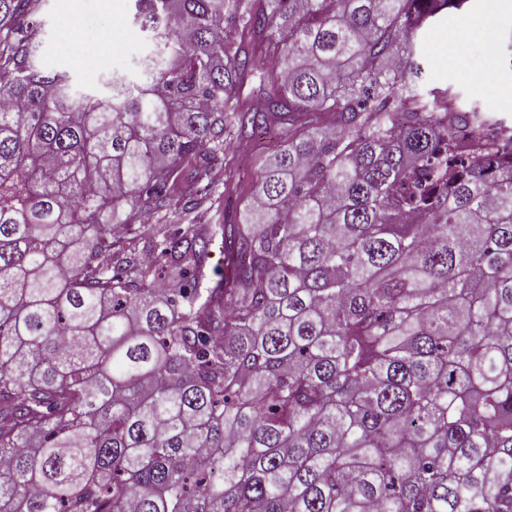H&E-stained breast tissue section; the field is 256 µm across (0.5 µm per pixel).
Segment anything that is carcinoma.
Instances as JSON below:
<instances>
[{"label":"carcinoma","mask_w":512,"mask_h":512,"mask_svg":"<svg viewBox=\"0 0 512 512\" xmlns=\"http://www.w3.org/2000/svg\"><path fill=\"white\" fill-rule=\"evenodd\" d=\"M40 2L0 0V512H512V125L415 40L460 4L134 0L145 80L81 99ZM273 127L234 217L132 232Z\"/></svg>","instance_id":"1"}]
</instances>
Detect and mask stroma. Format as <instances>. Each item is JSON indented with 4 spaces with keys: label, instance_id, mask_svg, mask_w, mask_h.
Masks as SVG:
<instances>
[{
    "label": "stroma",
    "instance_id": "stroma-1",
    "mask_svg": "<svg viewBox=\"0 0 512 512\" xmlns=\"http://www.w3.org/2000/svg\"><path fill=\"white\" fill-rule=\"evenodd\" d=\"M488 0H470L448 22L416 36L429 87L453 86L489 97L512 122V6L496 15ZM132 0H42L40 63L67 72L74 88L100 91L108 70L138 73L152 45L133 22Z\"/></svg>",
    "mask_w": 512,
    "mask_h": 512
}]
</instances>
